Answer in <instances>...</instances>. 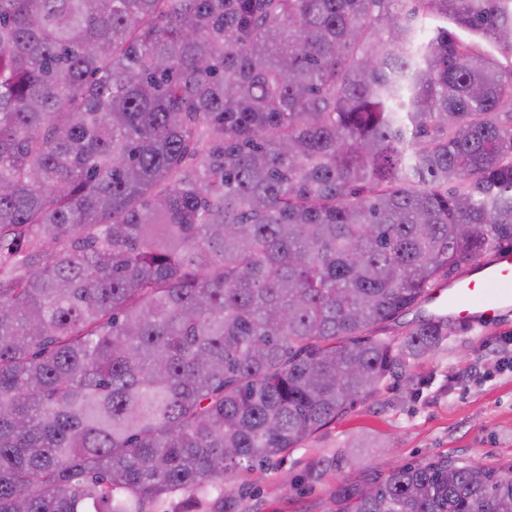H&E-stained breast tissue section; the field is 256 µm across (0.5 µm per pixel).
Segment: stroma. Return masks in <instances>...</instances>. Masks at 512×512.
I'll list each match as a JSON object with an SVG mask.
<instances>
[{"mask_svg":"<svg viewBox=\"0 0 512 512\" xmlns=\"http://www.w3.org/2000/svg\"><path fill=\"white\" fill-rule=\"evenodd\" d=\"M510 330L512 312L492 325L456 328L402 378L386 379L252 482L246 512H327L336 482L357 478L363 468L384 473L441 455L490 466L512 458V341L503 337ZM363 433L373 445L362 450L360 465L337 463V453ZM317 465L323 473L310 479ZM285 474L297 477L296 487L283 485Z\"/></svg>","mask_w":512,"mask_h":512,"instance_id":"1","label":"stroma"}]
</instances>
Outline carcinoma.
Wrapping results in <instances>:
<instances>
[{
  "label": "carcinoma",
  "instance_id": "carcinoma-1",
  "mask_svg": "<svg viewBox=\"0 0 512 512\" xmlns=\"http://www.w3.org/2000/svg\"><path fill=\"white\" fill-rule=\"evenodd\" d=\"M425 18L439 22L429 32ZM512 0H0V512H245L512 250ZM329 512H512V459ZM192 510L191 512H208L210 504L208 501L197 500L196 502L186 501L182 495L175 496L170 500H164L154 506V512H175L180 510Z\"/></svg>",
  "mask_w": 512,
  "mask_h": 512
}]
</instances>
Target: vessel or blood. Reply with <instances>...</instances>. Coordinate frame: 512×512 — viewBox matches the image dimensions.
Listing matches in <instances>:
<instances>
[{
	"mask_svg": "<svg viewBox=\"0 0 512 512\" xmlns=\"http://www.w3.org/2000/svg\"><path fill=\"white\" fill-rule=\"evenodd\" d=\"M434 315L466 324H483L512 308V252H497L483 269L453 282L448 291L433 290Z\"/></svg>",
	"mask_w": 512,
	"mask_h": 512,
	"instance_id": "b4317fda",
	"label": "vessel or blood"
}]
</instances>
